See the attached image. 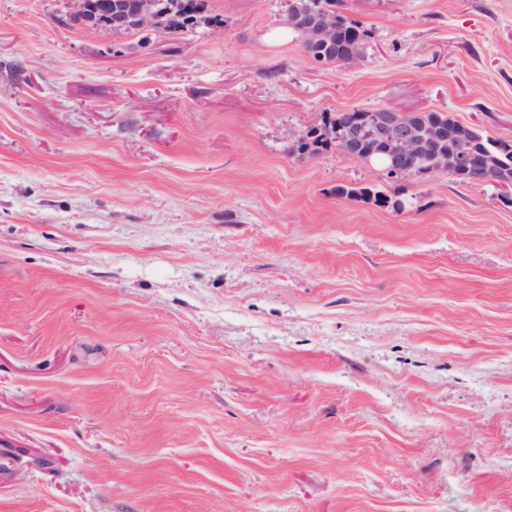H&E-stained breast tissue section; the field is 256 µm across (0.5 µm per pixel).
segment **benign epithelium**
Returning a JSON list of instances; mask_svg holds the SVG:
<instances>
[{
  "instance_id": "1",
  "label": "benign epithelium",
  "mask_w": 512,
  "mask_h": 512,
  "mask_svg": "<svg viewBox=\"0 0 512 512\" xmlns=\"http://www.w3.org/2000/svg\"><path fill=\"white\" fill-rule=\"evenodd\" d=\"M130 9L141 28L158 21L154 0H130ZM288 26L300 33L305 48L329 45L336 39L333 16L290 13ZM341 119L342 123L334 132L336 150L367 161L378 159L395 176L424 170L446 173L452 165L466 170L473 184L497 183V167L490 159L463 153L449 156L442 151L446 141L466 139L464 125L452 131L424 112H400L388 107L373 112L344 111Z\"/></svg>"
}]
</instances>
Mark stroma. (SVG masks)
<instances>
[{
  "mask_svg": "<svg viewBox=\"0 0 512 512\" xmlns=\"http://www.w3.org/2000/svg\"><path fill=\"white\" fill-rule=\"evenodd\" d=\"M289 2L0 0V512H512V189L293 151L378 107L512 143V0H344L339 65ZM203 5V0H156V11L163 15L161 22L166 30L178 32L188 28Z\"/></svg>",
  "mask_w": 512,
  "mask_h": 512,
  "instance_id": "1",
  "label": "stroma"
}]
</instances>
